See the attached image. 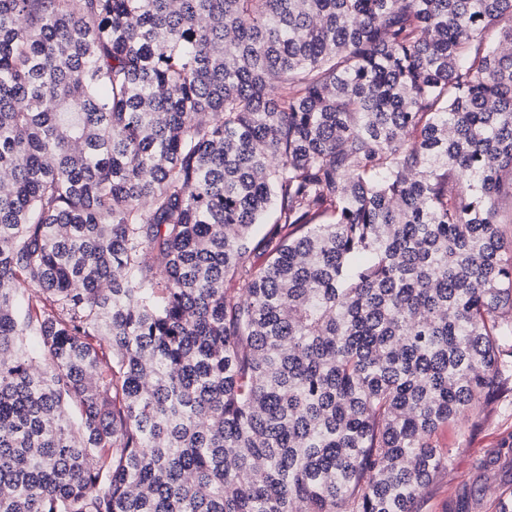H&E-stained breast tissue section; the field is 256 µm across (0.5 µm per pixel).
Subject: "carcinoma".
I'll list each match as a JSON object with an SVG mask.
<instances>
[{"instance_id":"obj_1","label":"carcinoma","mask_w":512,"mask_h":512,"mask_svg":"<svg viewBox=\"0 0 512 512\" xmlns=\"http://www.w3.org/2000/svg\"><path fill=\"white\" fill-rule=\"evenodd\" d=\"M507 45L512 0H0V512H415L512 371Z\"/></svg>"}]
</instances>
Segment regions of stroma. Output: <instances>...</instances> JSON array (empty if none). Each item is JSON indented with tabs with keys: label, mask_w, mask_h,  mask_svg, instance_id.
Instances as JSON below:
<instances>
[{
	"label": "stroma",
	"mask_w": 512,
	"mask_h": 512,
	"mask_svg": "<svg viewBox=\"0 0 512 512\" xmlns=\"http://www.w3.org/2000/svg\"><path fill=\"white\" fill-rule=\"evenodd\" d=\"M448 454L417 505V512H499L512 501V457L492 466L484 461L512 439V373L498 377L466 417L438 431Z\"/></svg>",
	"instance_id": "1"
}]
</instances>
